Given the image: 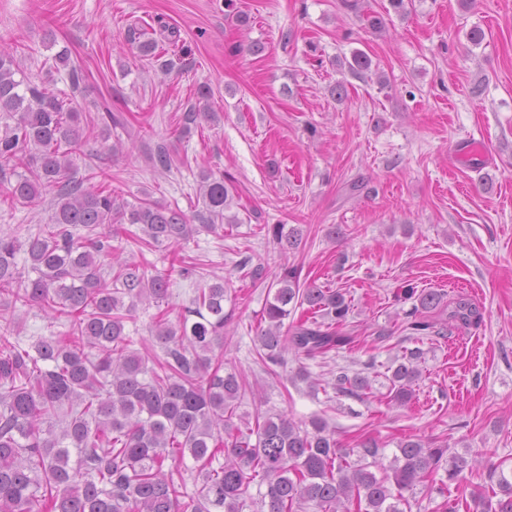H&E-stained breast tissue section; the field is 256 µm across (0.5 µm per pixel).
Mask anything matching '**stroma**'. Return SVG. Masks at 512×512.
<instances>
[{
	"label": "stroma",
	"instance_id": "35a3bbf8",
	"mask_svg": "<svg viewBox=\"0 0 512 512\" xmlns=\"http://www.w3.org/2000/svg\"><path fill=\"white\" fill-rule=\"evenodd\" d=\"M361 2L356 13L342 0H0V46L26 45L29 81L84 114L104 98L125 113L135 138L114 155L94 144L125 200L147 196L190 215L200 171L232 176L238 221L223 232L143 251L117 225L112 243L155 270H169L175 254L199 267L196 278L172 273L169 321L199 281L223 280L219 359L250 386L240 413L325 418L341 447L375 439L386 465L400 441H436L468 462L464 492L449 495L489 497L499 478L512 482V0H414L406 15L389 0ZM370 12L384 15L382 31L368 27ZM475 26L486 34L477 46L467 39ZM132 28L157 41L158 59L138 58ZM47 29L54 44L42 41ZM255 42L262 53L251 52ZM64 49L83 73L79 89L54 68ZM357 50L372 60L360 77L347 67ZM338 84L346 96L332 94ZM203 85L217 119L184 132ZM159 144L181 160L164 175L148 161ZM50 214L47 195L2 204L0 234L26 238ZM277 223L300 229L297 249L269 243L265 227ZM247 254L268 277L294 266L302 282L343 292L349 344L313 359L286 354L267 375L255 349L268 288L237 270ZM423 291L468 300L481 323L449 326L444 338L413 334L408 314ZM416 347L422 375L402 405L390 378ZM342 371L369 389L339 392Z\"/></svg>",
	"mask_w": 512,
	"mask_h": 512
}]
</instances>
